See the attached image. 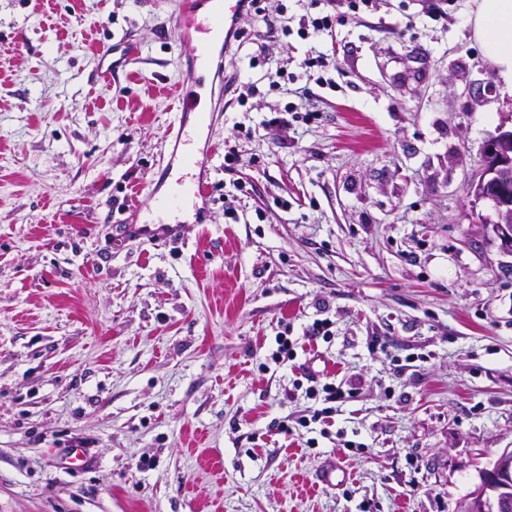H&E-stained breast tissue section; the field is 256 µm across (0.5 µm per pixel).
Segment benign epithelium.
I'll return each mask as SVG.
<instances>
[{"label":"benign epithelium","mask_w":512,"mask_h":512,"mask_svg":"<svg viewBox=\"0 0 512 512\" xmlns=\"http://www.w3.org/2000/svg\"><path fill=\"white\" fill-rule=\"evenodd\" d=\"M487 166L472 185V195L493 203L492 231L503 252L512 254V129H498L486 144ZM455 512H512V451L502 453L483 470L472 493L458 501Z\"/></svg>","instance_id":"obj_1"}]
</instances>
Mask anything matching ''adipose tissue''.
Instances as JSON below:
<instances>
[{
  "instance_id": "adipose-tissue-1",
  "label": "adipose tissue",
  "mask_w": 512,
  "mask_h": 512,
  "mask_svg": "<svg viewBox=\"0 0 512 512\" xmlns=\"http://www.w3.org/2000/svg\"><path fill=\"white\" fill-rule=\"evenodd\" d=\"M469 22L484 59L512 90V0H479Z\"/></svg>"
}]
</instances>
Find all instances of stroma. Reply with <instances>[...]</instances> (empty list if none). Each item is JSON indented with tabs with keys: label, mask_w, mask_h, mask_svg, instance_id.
Segmentation results:
<instances>
[{
	"label": "stroma",
	"mask_w": 512,
	"mask_h": 512,
	"mask_svg": "<svg viewBox=\"0 0 512 512\" xmlns=\"http://www.w3.org/2000/svg\"><path fill=\"white\" fill-rule=\"evenodd\" d=\"M179 3L0 0V512H455L512 450V256L471 193L512 92L477 0H330L333 35H276L253 69L250 37L306 12L262 0L223 59L258 92L199 134L206 223L122 240L178 117ZM282 332L294 363L271 360ZM309 373L359 392L312 448L273 427L310 407ZM122 47H125V40H123V38L115 43L111 42L109 44L103 45L100 50L99 73L110 84H112V80L116 81L120 79V60L122 57L114 60V55L118 51H122V56H125L126 53L124 52L125 50H122Z\"/></svg>",
	"instance_id": "1"
}]
</instances>
